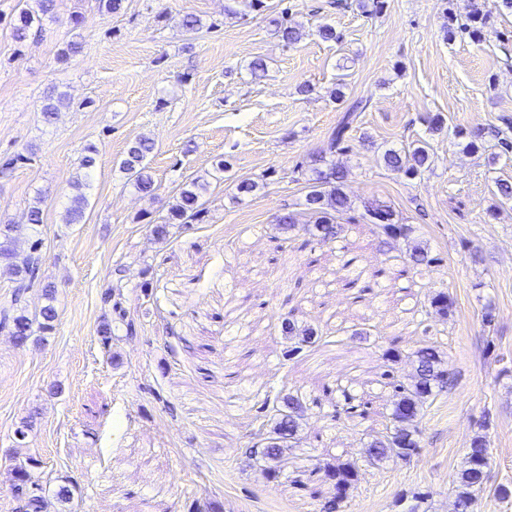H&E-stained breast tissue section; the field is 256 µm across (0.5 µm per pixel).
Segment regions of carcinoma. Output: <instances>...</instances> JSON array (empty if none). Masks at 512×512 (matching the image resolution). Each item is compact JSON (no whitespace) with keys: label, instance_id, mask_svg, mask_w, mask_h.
<instances>
[{"label":"carcinoma","instance_id":"carcinoma-1","mask_svg":"<svg viewBox=\"0 0 512 512\" xmlns=\"http://www.w3.org/2000/svg\"><path fill=\"white\" fill-rule=\"evenodd\" d=\"M54 7L55 0H32V3L23 5L10 29L12 41L22 46L30 38L38 36L42 32L43 19L53 13ZM464 10L467 19L464 24H454L457 20L455 14L448 17L447 38L451 39L459 33L478 38L481 28L493 14H512V0H494L493 7L489 9L486 8L485 0H464ZM273 22L276 32L285 44L294 45L302 40L303 31L288 23L287 11H281V16L273 19ZM179 28L184 35L191 37L199 32L202 23L196 15L186 13L179 20ZM65 105L64 96H47L41 108L43 123H52ZM360 109L362 102L356 100L350 103L325 145L311 156L306 169L310 190L304 202L311 222L301 224L294 212L287 211L276 216L275 224L282 232L302 239L299 245L301 250L306 248L311 238L326 245L338 246L340 269L345 271L346 286L371 293L384 287V281L407 275V268L428 266L435 263L437 258L431 256L427 249L416 246L400 263L369 270L359 265L361 258L350 255L347 246L338 245L345 238L346 226L355 223V217L352 216V201L344 191L345 170L337 165L333 156L345 149L356 112ZM448 136L454 139V143L463 145V150L475 154L483 146L485 128L464 130L450 127ZM152 150L153 142L143 137L132 143L120 164L127 179L139 192L149 196L156 192L154 180L146 164L147 155ZM429 159L425 142L411 144L400 150L387 149L382 154L387 169L411 179L429 169ZM85 186L86 182L81 178L73 180L71 203L66 210L65 223L79 224L83 220L88 205V198L82 192ZM201 189L202 185L196 180L184 184L179 189L175 202L169 205L166 215L152 225V234L158 239H164L169 235L170 227L200 219L203 214ZM492 195L496 208L512 202V176L502 174L495 177ZM363 217L375 226L381 243L385 245L391 239L407 238L413 232V227L402 223L390 206L377 201L365 205ZM27 221L28 225L25 227L16 224L0 225V270L15 277L19 289L28 287V282L36 277L41 261L42 241L29 233V230L30 225L42 223V200L34 201L29 207ZM25 234L28 235L29 251L22 255L15 248V242L18 236ZM425 299L429 307L443 317L448 316L453 306L445 291L431 292L425 295ZM55 319L56 311L50 304L43 306L33 316L22 311L12 317L11 336L17 344L22 345L40 333L53 330ZM280 331L290 339H297L288 349L290 356L301 353L306 345L339 344L343 342V336L347 332L353 337L368 335L363 328L349 330L344 327L328 334L313 327H301L291 319L281 324ZM405 357L413 359L415 363V375L408 383L395 376L396 365ZM382 359L385 370L377 384L382 388L393 389L395 400L390 411L382 414L381 418H375V414L368 410L365 393L357 389L355 382L344 385L340 383L334 388L326 386L322 389L324 397L344 401L350 417L357 419V424L366 425L370 441L364 444L360 457L336 464H325L323 482L331 485L332 492L322 504L320 512H339L348 498L349 490L357 481L359 463L385 462L392 458L410 460L420 454L421 423L429 401L448 384L443 343L436 338H430L408 348L404 345L402 336H390L384 340ZM263 405L273 413L274 425L264 438L263 446L250 449V454L260 461L265 476L275 480L281 474L278 463L284 443L294 438L300 427L306 409V396L297 390L287 392L283 388L278 390L270 386L265 391ZM490 464L486 436L478 434L471 440L465 467L457 478L456 503L460 512H468L476 493L483 489ZM42 466L41 459L29 456L14 467L12 494L17 501L14 512H42V488L34 480V471Z\"/></svg>","mask_w":512,"mask_h":512}]
</instances>
